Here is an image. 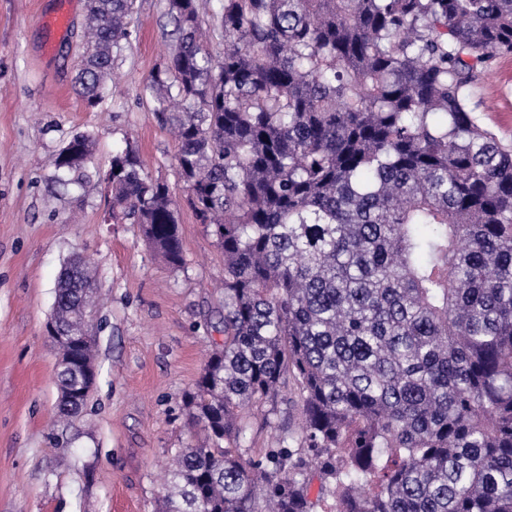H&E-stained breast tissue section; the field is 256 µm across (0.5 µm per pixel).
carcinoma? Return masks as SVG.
Instances as JSON below:
<instances>
[{"instance_id":"cac0c4a2","label":"carcinoma","mask_w":512,"mask_h":512,"mask_svg":"<svg viewBox=\"0 0 512 512\" xmlns=\"http://www.w3.org/2000/svg\"><path fill=\"white\" fill-rule=\"evenodd\" d=\"M133 3L86 0L90 107ZM164 15L170 50L142 91L224 252V344L186 395L203 441L175 450L160 512H512V143L472 105L512 53V0H165ZM72 142L81 163L53 159L64 188L92 154ZM109 170L112 219L182 267L168 185L129 146ZM94 294L79 257L57 318ZM255 425L275 447H253Z\"/></svg>"}]
</instances>
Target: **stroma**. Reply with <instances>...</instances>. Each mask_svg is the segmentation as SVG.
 I'll use <instances>...</instances> for the list:
<instances>
[{
    "label": "stroma",
    "instance_id": "obj_1",
    "mask_svg": "<svg viewBox=\"0 0 512 512\" xmlns=\"http://www.w3.org/2000/svg\"><path fill=\"white\" fill-rule=\"evenodd\" d=\"M57 2L0 0V512H155L173 450L197 441L184 395L224 341V255L189 208L178 144L142 93L167 55L163 0H136L131 46L114 60L122 90L95 107L73 89L84 0H72L65 37L43 51L38 18ZM475 101L481 123L512 140V53L497 57ZM77 133L93 139V161L65 191L50 160ZM128 146L178 203L183 267H171L140 225L109 218L102 174ZM76 252L101 295L99 376L61 443L46 324L60 269Z\"/></svg>",
    "mask_w": 512,
    "mask_h": 512
}]
</instances>
